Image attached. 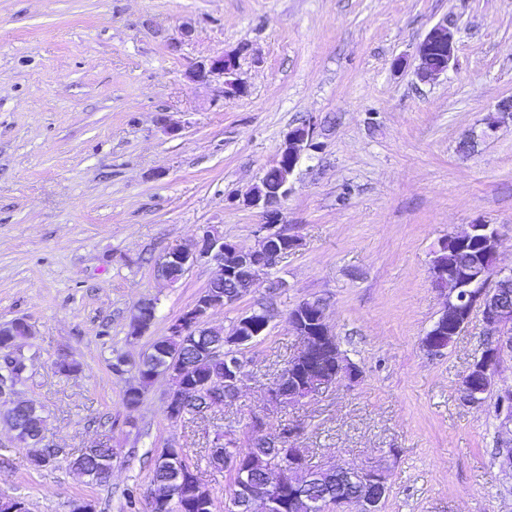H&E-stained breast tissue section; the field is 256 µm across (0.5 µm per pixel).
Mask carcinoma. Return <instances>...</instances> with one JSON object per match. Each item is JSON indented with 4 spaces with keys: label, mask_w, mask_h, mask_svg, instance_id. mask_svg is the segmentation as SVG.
I'll return each mask as SVG.
<instances>
[{
    "label": "carcinoma",
    "mask_w": 512,
    "mask_h": 512,
    "mask_svg": "<svg viewBox=\"0 0 512 512\" xmlns=\"http://www.w3.org/2000/svg\"><path fill=\"white\" fill-rule=\"evenodd\" d=\"M155 318L154 303L148 301L138 305L132 317V333L139 334L147 330ZM24 335V331L9 325L0 329V349L14 346L17 338ZM224 344V330L211 327L199 329V335L163 336L153 344L154 352L140 360L138 374L140 382L148 384L154 373L162 371L169 375L173 385L172 390L188 393L198 388L202 389L214 379L224 376V361L202 355L199 348L203 346H221ZM16 432L15 438L19 444L28 449L31 462L40 467L57 459L59 449L42 447L40 443L42 415L37 407L22 402L0 413ZM228 436L223 446L209 454V462L216 468L226 467L233 472L229 491H234L239 483L240 476H246L251 482L260 485L263 483L270 461L276 453L269 448L261 446L260 442L249 440V447L241 449L237 445L235 430L228 428L224 431ZM112 457V448L106 444L99 447L89 446L80 449L67 459L68 466L81 473L87 474L91 481L98 483L100 479L96 473L100 471L102 461ZM198 479L195 470L187 467L180 470L172 466L163 455H158L153 470L154 495L166 494L170 488L181 483L194 484ZM198 494L172 500L167 512H211L213 499L210 492L203 486H197ZM344 498L354 493V487L347 484L339 475L333 473L318 484L309 488L310 497L321 499L329 491Z\"/></svg>",
    "instance_id": "1"
}]
</instances>
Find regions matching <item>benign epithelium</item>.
<instances>
[{"label": "benign epithelium", "mask_w": 512, "mask_h": 512, "mask_svg": "<svg viewBox=\"0 0 512 512\" xmlns=\"http://www.w3.org/2000/svg\"><path fill=\"white\" fill-rule=\"evenodd\" d=\"M455 42L448 26V19L434 24L416 48L417 66L415 75L422 83L433 81L446 73L454 60ZM236 55L224 53L198 64L191 72L195 81H222L223 94L234 96L240 90L235 77ZM314 147L313 123L309 122L288 132L280 148L278 163L285 166V173H293L304 154ZM288 180L276 187L253 188L244 204L259 209L264 215L261 225L262 237L255 249H243L224 240V235L214 226L203 230L201 236L190 244L175 247L166 252L157 264L158 275L170 280L174 270L184 275L200 261L212 262L216 271L211 283H226L224 295L210 297L202 294L195 305L184 312L170 327L176 334H185L190 329L202 326L204 317L213 308L232 304L253 288L263 276L277 266L288 255L296 240L279 228L280 205L288 196ZM477 243L483 248L479 261L454 260L443 263L435 258L430 268L434 288L447 296L438 319L422 339L425 349L440 354L448 349L470 322L474 309H479L486 334L493 337L463 375L460 391L469 404L482 403L481 395L491 390L494 372L502 352L512 349V268L504 270L497 266V256L502 243L500 229L494 224L476 223L468 229L449 236L441 242L451 250ZM270 308L259 304L240 319V331L224 340V346L212 348L215 356L227 360L224 368V395H212L211 407L224 405L235 399V391L242 375L243 362L238 357L241 346L251 342L270 323ZM288 323L298 336L301 346L288 364L279 372L268 387L269 401L276 405H288L313 396L321 388L337 380L354 381L360 376L358 367L344 362L339 353L336 337L327 323L325 305L319 300H305L288 312ZM10 368L13 369L11 383L20 380L26 370L25 360L16 350L6 351ZM499 415L502 427L512 428V390L499 397ZM348 479L360 485L354 502L360 512H379L381 499L370 494V489L386 485V477L377 470H348ZM308 484L303 474L293 463L288 467H274V475L255 491L247 481L238 485L231 504L234 512H272L282 506L283 494L295 506H308L310 497Z\"/></svg>", "instance_id": "1"}]
</instances>
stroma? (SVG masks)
<instances>
[{
	"mask_svg": "<svg viewBox=\"0 0 512 512\" xmlns=\"http://www.w3.org/2000/svg\"><path fill=\"white\" fill-rule=\"evenodd\" d=\"M442 19L455 58L419 82L416 46ZM226 52L245 89L233 98L190 77ZM510 97L512 0H0V326L34 327L17 342L23 378L0 400L41 407L46 444L115 450L107 482L92 483L62 461L32 465L0 421V497H23L30 512H70L76 499L146 512L152 459L180 448L225 512L231 475L209 450L228 425L247 447L256 415L268 435L295 428L290 444L311 465L382 470L381 512H512L495 453L512 351L471 405L459 385L484 348L480 312L444 353L421 346L445 303L430 277L443 239L497 225L498 264L512 267V115L496 111ZM492 114L496 130L482 136ZM308 121L314 147L281 207L298 244L272 272L286 289L259 285L208 318L228 331L257 304L276 310L246 346L236 400L171 421L164 375L128 410L134 362L214 273L200 263L170 285L159 257L211 224L256 246L263 218L240 199ZM315 299L361 375L274 406L266 389L300 348L288 312ZM148 300L155 319L132 335ZM63 358L79 372H59Z\"/></svg>",
	"mask_w": 512,
	"mask_h": 512,
	"instance_id": "35a3bbf8",
	"label": "stroma"
}]
</instances>
